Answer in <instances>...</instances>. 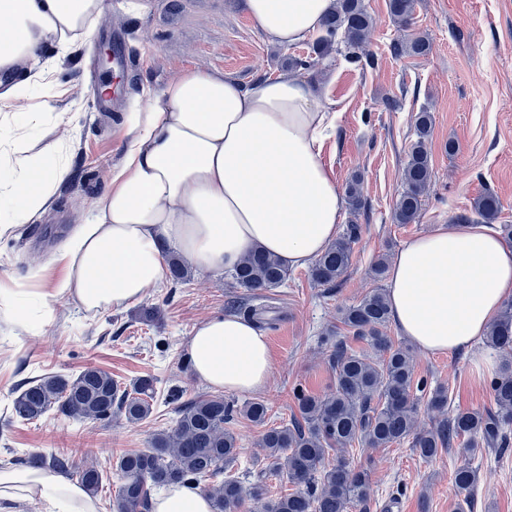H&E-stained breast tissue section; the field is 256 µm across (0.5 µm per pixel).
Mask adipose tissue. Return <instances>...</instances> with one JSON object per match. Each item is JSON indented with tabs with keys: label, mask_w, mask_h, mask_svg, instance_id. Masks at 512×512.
Masks as SVG:
<instances>
[{
	"label": "adipose tissue",
	"mask_w": 512,
	"mask_h": 512,
	"mask_svg": "<svg viewBox=\"0 0 512 512\" xmlns=\"http://www.w3.org/2000/svg\"><path fill=\"white\" fill-rule=\"evenodd\" d=\"M331 0H247L269 39L292 46L320 26ZM105 0H0V67L35 56L46 36L66 48L88 30ZM333 115L297 76L244 85L191 70L162 90L147 91L133 114L134 135L110 190L63 250L66 275L40 307L75 300L84 311L125 308L163 286L167 250L197 270L234 269L258 248L302 268L332 243L344 198L321 161ZM15 124L0 137V227L24 224L46 205L67 173L64 159L26 153ZM391 322L429 354L469 350L486 336L512 298V245L494 226L436 228L405 242L389 270ZM184 348L190 377L211 389L247 394L265 389L271 352L243 317L197 324ZM39 500L57 512H98L82 485L50 468L0 469V502ZM152 512H213L208 494L176 484Z\"/></svg>",
	"instance_id": "obj_1"
}]
</instances>
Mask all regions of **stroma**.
I'll list each match as a JSON object with an SVG mask.
<instances>
[{"label": "stroma", "mask_w": 512, "mask_h": 512, "mask_svg": "<svg viewBox=\"0 0 512 512\" xmlns=\"http://www.w3.org/2000/svg\"><path fill=\"white\" fill-rule=\"evenodd\" d=\"M105 2L103 13L73 38L68 51L47 37L36 57L11 74L15 81L29 79L50 66L60 92L47 99L38 88L27 102V111L41 115L28 127L27 147L48 159L65 150L68 169L38 214L0 234V287L28 289L25 301L34 309L39 295L51 292L65 274L52 255L108 191L113 170L122 165L132 136L129 116L143 106L145 89H162L192 69L249 85L282 74L283 58L311 51L308 39L288 48L271 42L246 0H148L143 12L134 10L131 0ZM364 3L372 19L365 49L374 54L375 67L356 69L335 55L302 76L318 103L338 115L321 160L338 186L360 174L366 210L357 217L343 215L344 224H357L358 238L338 288L315 285L308 269L293 268L286 283L269 293V323L261 331L273 373L258 394L269 407L266 425L297 414V392L329 390L327 332L337 326L341 306L375 288L370 267L379 254H396L406 240L440 225L478 223L474 203L489 191L502 204L499 224L512 225V0H417L415 28L430 47L426 55L402 57L390 53L391 43L405 33L388 0ZM121 26L131 32L126 44L133 71H114L117 104L98 112L85 59L110 44ZM388 98L395 100L394 109H385ZM423 109L433 115L432 184L416 222L398 224L393 210L401 172L414 138L413 117ZM451 141L457 147L452 154L446 149ZM241 294L227 275L194 270L128 308L90 314L58 298L46 321L30 325L0 317V468L24 467L28 456L51 451L94 463L106 475L96 501L100 512H111L120 484L113 469L117 457L146 450L154 432L173 426L177 407L206 392L190 379L185 359L192 328L229 312ZM497 364L481 342L458 354L418 350L413 358L415 380L431 388L447 386L452 414L490 408ZM90 365L109 371L124 386L142 376L156 378L149 418L78 422L51 411L32 422L13 419L12 400L23 385L55 374L74 376ZM348 459L369 470L370 501L367 510L353 506L347 512H456L466 497L473 512H512V446L477 449L478 480L467 496L453 482L462 460L455 447L430 462L406 443L357 446Z\"/></svg>", "instance_id": "1"}]
</instances>
